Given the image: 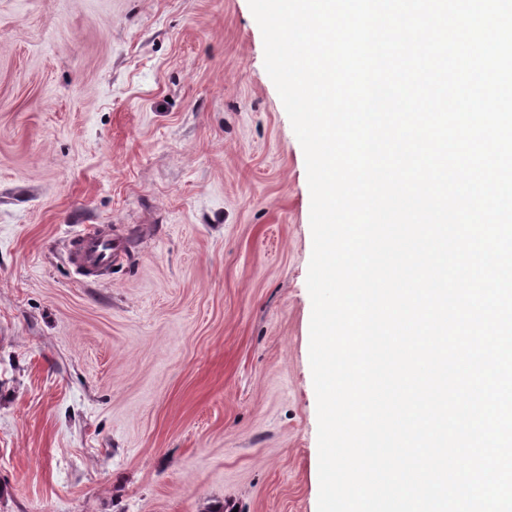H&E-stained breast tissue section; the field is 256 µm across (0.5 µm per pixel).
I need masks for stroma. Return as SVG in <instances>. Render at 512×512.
Here are the masks:
<instances>
[{"instance_id":"1","label":"stroma","mask_w":512,"mask_h":512,"mask_svg":"<svg viewBox=\"0 0 512 512\" xmlns=\"http://www.w3.org/2000/svg\"><path fill=\"white\" fill-rule=\"evenodd\" d=\"M310 205L248 0H0V512H318ZM79 251L72 258L76 275L86 277L89 272L102 267H110L121 258L122 245L112 237L87 230L78 236Z\"/></svg>"}]
</instances>
